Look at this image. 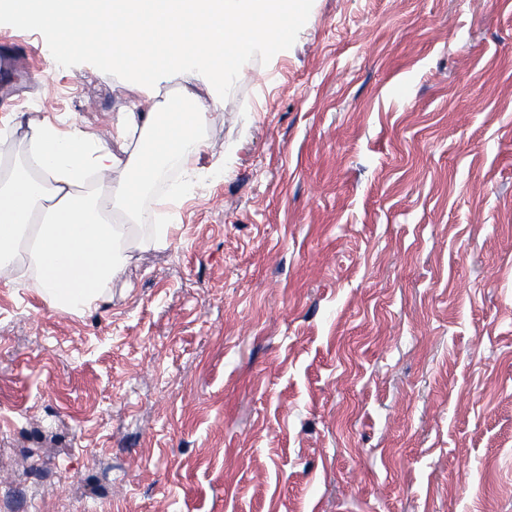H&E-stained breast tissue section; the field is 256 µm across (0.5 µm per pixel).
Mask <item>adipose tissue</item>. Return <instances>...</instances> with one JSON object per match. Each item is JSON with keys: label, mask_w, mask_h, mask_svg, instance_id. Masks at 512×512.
Returning a JSON list of instances; mask_svg holds the SVG:
<instances>
[{"label": "adipose tissue", "mask_w": 512, "mask_h": 512, "mask_svg": "<svg viewBox=\"0 0 512 512\" xmlns=\"http://www.w3.org/2000/svg\"><path fill=\"white\" fill-rule=\"evenodd\" d=\"M304 0H0L15 25L39 23L59 54L92 52L130 70L144 97L117 113L112 136L144 137L120 160L81 124L33 129L24 165L0 180V279L35 272L42 295L70 314L90 309L120 273L121 245L143 221L142 195L170 162L192 173L215 103L187 95L159 111L156 87L190 71L238 78L254 49L285 45ZM97 183L85 189L87 172Z\"/></svg>", "instance_id": "1"}]
</instances>
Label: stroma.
<instances>
[{
  "instance_id": "35a3bbf8",
  "label": "stroma",
  "mask_w": 512,
  "mask_h": 512,
  "mask_svg": "<svg viewBox=\"0 0 512 512\" xmlns=\"http://www.w3.org/2000/svg\"><path fill=\"white\" fill-rule=\"evenodd\" d=\"M13 42L0 162L111 141L134 74ZM188 92L206 151L108 295L0 282V512H512V0H307Z\"/></svg>"
}]
</instances>
